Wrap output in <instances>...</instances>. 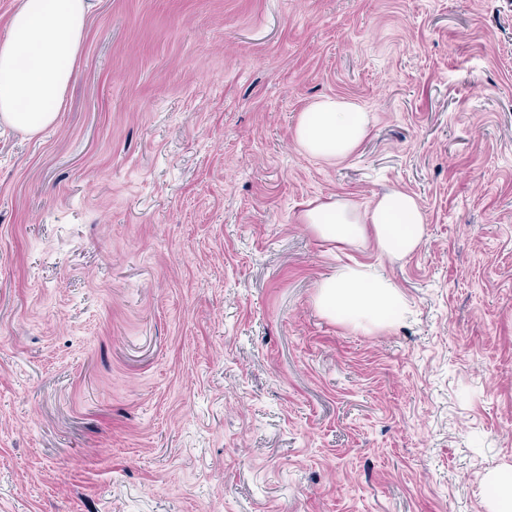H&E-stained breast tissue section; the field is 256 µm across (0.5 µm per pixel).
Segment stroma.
Here are the masks:
<instances>
[{"mask_svg": "<svg viewBox=\"0 0 512 512\" xmlns=\"http://www.w3.org/2000/svg\"><path fill=\"white\" fill-rule=\"evenodd\" d=\"M54 125L0 129V512H488L512 465V0H90ZM375 121L295 140L316 98ZM397 188L379 262L301 220ZM382 264L403 324L323 317ZM373 116L358 103L324 96L299 115L295 137L307 154L341 161L348 159L367 136ZM315 305L338 325L367 333L386 331L408 313L403 292L375 266H340L317 286ZM481 484L489 512L512 511V466L503 465L486 473Z\"/></svg>", "mask_w": 512, "mask_h": 512, "instance_id": "obj_1", "label": "stroma"}]
</instances>
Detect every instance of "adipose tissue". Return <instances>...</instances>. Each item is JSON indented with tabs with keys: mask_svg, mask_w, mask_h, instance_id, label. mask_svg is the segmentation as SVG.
Instances as JSON below:
<instances>
[{
	"mask_svg": "<svg viewBox=\"0 0 512 512\" xmlns=\"http://www.w3.org/2000/svg\"><path fill=\"white\" fill-rule=\"evenodd\" d=\"M89 0H20L0 33V124L29 135L53 125L75 72ZM373 116L358 103L325 96L299 115L295 137L307 154L348 159L367 136ZM303 223L340 245L372 243L386 260L413 254L423 244L425 216L411 194L389 189L366 207L336 199L309 203ZM315 305L338 325L367 333L386 331L408 313L403 292L375 266H340L323 278ZM481 484L489 512H512V466L486 473Z\"/></svg>",
	"mask_w": 512,
	"mask_h": 512,
	"instance_id": "obj_1",
	"label": "adipose tissue"
}]
</instances>
